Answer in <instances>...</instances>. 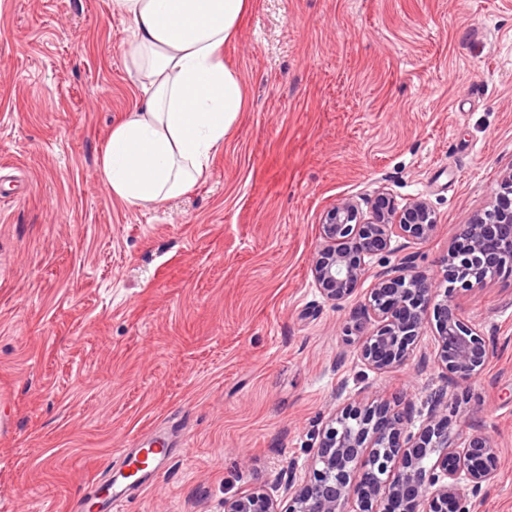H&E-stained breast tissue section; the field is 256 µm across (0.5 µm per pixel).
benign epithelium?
<instances>
[{
	"instance_id": "obj_1",
	"label": "benign epithelium",
	"mask_w": 512,
	"mask_h": 512,
	"mask_svg": "<svg viewBox=\"0 0 512 512\" xmlns=\"http://www.w3.org/2000/svg\"><path fill=\"white\" fill-rule=\"evenodd\" d=\"M436 227L423 199L400 207L383 193L366 216L345 198L322 217L314 284L339 306L356 294L371 260L390 251L393 238L424 241ZM460 257L461 266L455 263ZM455 271L465 289L482 287L490 276L512 275V169L502 176L492 208L460 225L445 278ZM353 316L362 331L358 356L380 374L406 366L431 324L445 380H469L489 358L484 336L461 318L451 290L415 271L409 257L376 276ZM317 439L306 479L296 484L288 477L286 503L258 487L224 500V512H349L353 501L358 512H468L470 499L497 475L494 438L465 430L445 387L431 397L418 427L409 401L361 393L336 408ZM423 459L430 464L422 465Z\"/></svg>"
}]
</instances>
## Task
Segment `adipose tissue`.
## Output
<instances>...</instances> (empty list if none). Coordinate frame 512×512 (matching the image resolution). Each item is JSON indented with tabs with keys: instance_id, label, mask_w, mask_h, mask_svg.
Instances as JSON below:
<instances>
[{
	"instance_id": "adipose-tissue-1",
	"label": "adipose tissue",
	"mask_w": 512,
	"mask_h": 512,
	"mask_svg": "<svg viewBox=\"0 0 512 512\" xmlns=\"http://www.w3.org/2000/svg\"><path fill=\"white\" fill-rule=\"evenodd\" d=\"M252 0H110L134 27L127 70L142 99L115 124L98 164L113 198L149 205L176 198L207 174L245 107L224 62Z\"/></svg>"
}]
</instances>
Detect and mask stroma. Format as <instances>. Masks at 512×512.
Instances as JSON below:
<instances>
[{
    "instance_id": "1",
    "label": "stroma",
    "mask_w": 512,
    "mask_h": 512,
    "mask_svg": "<svg viewBox=\"0 0 512 512\" xmlns=\"http://www.w3.org/2000/svg\"><path fill=\"white\" fill-rule=\"evenodd\" d=\"M133 37L109 0H0V505L66 512L125 455L172 458L123 512H224L225 498L304 476L339 397L414 403L444 384L425 333L378 374L349 339L353 302L311 274L324 212L380 192L438 225L393 239L441 277L459 227L512 169V0H253L225 63L246 107L183 195L145 206L98 178L139 92ZM490 341L485 370L444 384L498 446L471 512H512V276L456 291Z\"/></svg>"
}]
</instances>
